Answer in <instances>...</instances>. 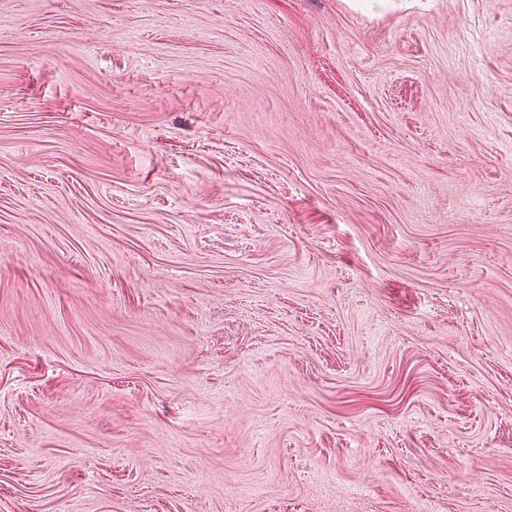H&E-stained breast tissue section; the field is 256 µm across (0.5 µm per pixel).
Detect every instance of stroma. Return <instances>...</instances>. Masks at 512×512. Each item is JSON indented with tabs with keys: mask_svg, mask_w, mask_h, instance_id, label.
I'll return each mask as SVG.
<instances>
[{
	"mask_svg": "<svg viewBox=\"0 0 512 512\" xmlns=\"http://www.w3.org/2000/svg\"><path fill=\"white\" fill-rule=\"evenodd\" d=\"M0 512H512V0H0Z\"/></svg>",
	"mask_w": 512,
	"mask_h": 512,
	"instance_id": "obj_1",
	"label": "stroma"
}]
</instances>
